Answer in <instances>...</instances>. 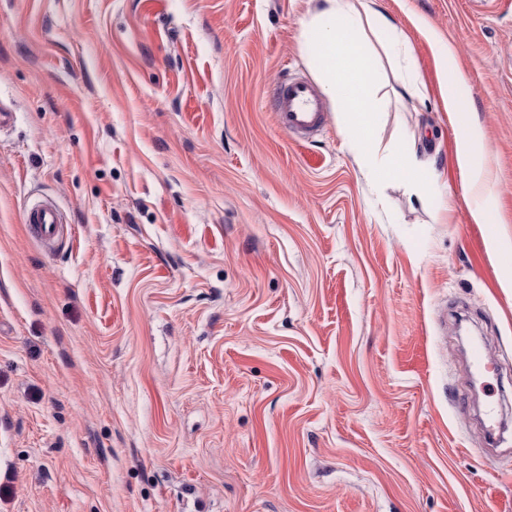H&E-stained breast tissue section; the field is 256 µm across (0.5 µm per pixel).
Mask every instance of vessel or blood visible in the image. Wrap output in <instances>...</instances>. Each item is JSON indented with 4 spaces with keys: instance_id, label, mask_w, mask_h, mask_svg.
<instances>
[{
    "instance_id": "1",
    "label": "vessel or blood",
    "mask_w": 512,
    "mask_h": 512,
    "mask_svg": "<svg viewBox=\"0 0 512 512\" xmlns=\"http://www.w3.org/2000/svg\"><path fill=\"white\" fill-rule=\"evenodd\" d=\"M276 123L295 143H303L325 124L323 99L311 82L301 78L280 81L273 92ZM27 223L33 224L40 237L55 239L60 232L62 216L51 204L42 203L26 212Z\"/></svg>"
}]
</instances>
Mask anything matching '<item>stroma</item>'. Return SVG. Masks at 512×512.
Here are the masks:
<instances>
[{
  "label": "stroma",
  "mask_w": 512,
  "mask_h": 512,
  "mask_svg": "<svg viewBox=\"0 0 512 512\" xmlns=\"http://www.w3.org/2000/svg\"><path fill=\"white\" fill-rule=\"evenodd\" d=\"M374 2L426 88L380 54L381 148L436 162L420 198L361 172L335 111L279 129L315 0H0V512H512V0ZM462 328L498 373L475 382ZM443 74L442 96L457 130L456 165L468 195L469 213L475 224L492 220L489 201L493 185L492 171L484 151L481 132L471 119L468 109V89L455 73V48L448 45L437 51ZM480 196L481 201L474 199ZM26 223L33 224L42 239L53 240L59 235L63 221L53 205L42 203L27 209Z\"/></svg>",
  "instance_id": "stroma-1"
}]
</instances>
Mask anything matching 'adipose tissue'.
<instances>
[{"label": "adipose tissue", "mask_w": 512, "mask_h": 512, "mask_svg": "<svg viewBox=\"0 0 512 512\" xmlns=\"http://www.w3.org/2000/svg\"><path fill=\"white\" fill-rule=\"evenodd\" d=\"M373 2L318 0L302 25V45L348 134L362 172L378 183L400 181L418 192L433 177V164L418 162L411 150L385 156L379 153V103L374 93L376 57L367 47L369 38L385 36V50L405 56L404 66L396 72L405 97L421 101L426 93L396 26L374 8ZM436 57L443 74V100L457 130L456 165L471 200L469 213L474 223L487 224L492 220V171L481 132L468 109V89L455 73L453 45H445Z\"/></svg>", "instance_id": "1"}]
</instances>
